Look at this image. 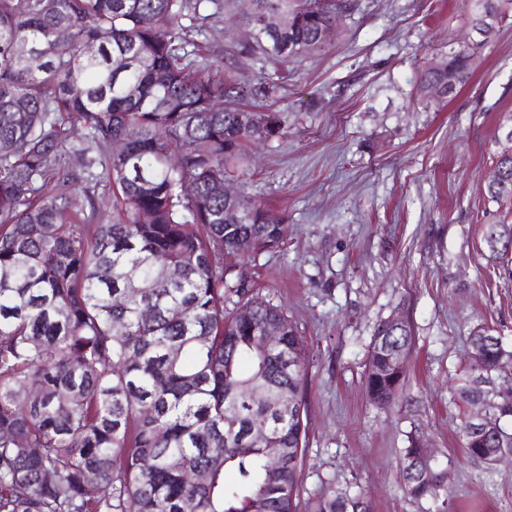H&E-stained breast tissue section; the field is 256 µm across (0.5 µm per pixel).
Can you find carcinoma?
Wrapping results in <instances>:
<instances>
[{
    "mask_svg": "<svg viewBox=\"0 0 512 512\" xmlns=\"http://www.w3.org/2000/svg\"><path fill=\"white\" fill-rule=\"evenodd\" d=\"M250 2L254 41L284 60L321 49V24L347 10L346 0ZM211 5L219 0H0V512H127L130 502L137 512H295L306 346L222 262L243 244L250 256L276 248L281 221L242 195L240 220L227 223L216 188L227 161L278 118L239 124L238 106L258 89L189 60V33ZM271 11L288 27L260 25ZM91 43L98 53L87 56ZM473 61L455 51L461 82ZM88 143L105 154L89 156ZM71 156L103 168L118 221L64 223L81 211L79 175L62 165ZM496 167L488 195L512 199V156ZM485 242L509 251L512 225H489ZM270 323L283 324L275 348L262 341ZM484 333L470 336L462 403L483 398L475 379L493 376L507 351ZM413 342L405 320L375 327L364 374L373 406L395 401L406 368L392 359ZM486 406L512 436V393ZM461 436L475 460L499 447L494 428L466 418ZM269 448L281 449L276 467ZM402 479L408 497L447 512L448 468L421 457L415 439ZM367 498L329 480L313 512H363Z\"/></svg>",
    "mask_w": 512,
    "mask_h": 512,
    "instance_id": "cac0c4a2",
    "label": "carcinoma"
}]
</instances>
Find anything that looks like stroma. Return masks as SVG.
Instances as JSON below:
<instances>
[{
	"label": "stroma",
	"mask_w": 512,
	"mask_h": 512,
	"mask_svg": "<svg viewBox=\"0 0 512 512\" xmlns=\"http://www.w3.org/2000/svg\"><path fill=\"white\" fill-rule=\"evenodd\" d=\"M474 0H350L326 45L282 62L254 47L248 0H221L199 20L197 64L263 86L280 130L246 143L227 184L280 215L278 247L224 262L282 308L309 356L306 439L296 512L322 481L357 483L372 512H425L401 489L418 440L448 467V512H512V460L470 458L452 387L474 327L512 349V252L491 257L488 225L512 224L485 180L512 129V9L454 96L421 78L469 40ZM399 312L415 336L389 408L363 386L380 320Z\"/></svg>",
	"instance_id": "stroma-1"
}]
</instances>
